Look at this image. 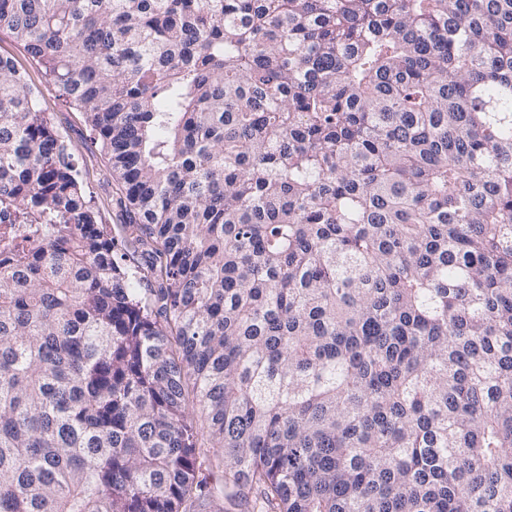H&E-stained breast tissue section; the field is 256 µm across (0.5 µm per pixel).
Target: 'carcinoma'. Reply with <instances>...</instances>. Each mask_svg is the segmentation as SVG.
<instances>
[{
	"instance_id": "cac0c4a2",
	"label": "carcinoma",
	"mask_w": 512,
	"mask_h": 512,
	"mask_svg": "<svg viewBox=\"0 0 512 512\" xmlns=\"http://www.w3.org/2000/svg\"><path fill=\"white\" fill-rule=\"evenodd\" d=\"M2 27L129 222L0 56V512H223L216 468L267 512H512V0H0ZM1 54L14 57L18 66L26 71L28 83L39 91L44 111L78 160L83 195L92 200L98 221L105 224L113 236H118L121 224L128 223L127 212L119 203L125 195L123 184L113 173L108 156L92 143L94 135L84 114L69 106L58 90L45 82L39 66L6 28H0Z\"/></svg>"
}]
</instances>
